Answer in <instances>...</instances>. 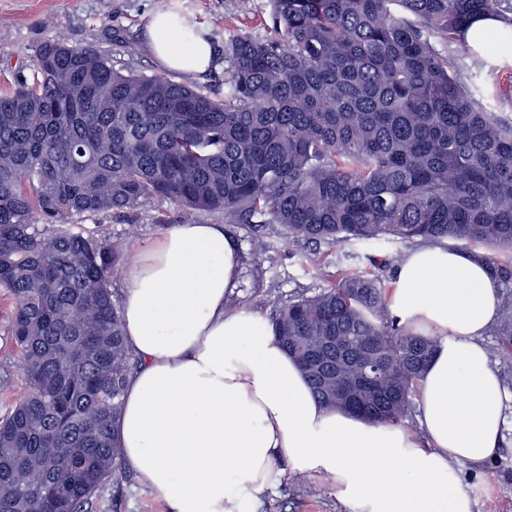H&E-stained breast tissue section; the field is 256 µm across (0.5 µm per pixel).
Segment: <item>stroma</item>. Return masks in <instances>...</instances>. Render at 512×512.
Wrapping results in <instances>:
<instances>
[{"label":"stroma","instance_id":"obj_1","mask_svg":"<svg viewBox=\"0 0 512 512\" xmlns=\"http://www.w3.org/2000/svg\"><path fill=\"white\" fill-rule=\"evenodd\" d=\"M174 6L223 51L224 41L238 33L258 34L268 17V0H252L241 12L238 0H173ZM155 0H0V88L11 84L13 72L30 65L37 47L47 39L72 45H93L109 55L112 65L139 75L161 73L147 50L146 25L155 14ZM131 41L136 56L123 54L121 42ZM207 224H220L242 255L237 286L228 298L232 308L252 307L272 312L299 295L312 294L344 272L375 270L393 282L396 265L407 243L392 240L365 246L293 244L269 225L271 249L267 260L253 264L252 235L242 224H228L223 214H205ZM177 206L155 202L145 206L135 223L112 215L98 221L100 234L121 239L126 249L158 239L161 229L180 223ZM12 301L0 292V415L23 394L25 380L7 330ZM504 441L496 457L478 467H466L465 479L479 502V512H512V407L505 411ZM262 512H348L334 489L310 477L288 479L277 493L262 496ZM92 512H168L167 506L138 484L134 474L117 467L96 499Z\"/></svg>","mask_w":512,"mask_h":512}]
</instances>
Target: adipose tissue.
<instances>
[{"mask_svg": "<svg viewBox=\"0 0 512 512\" xmlns=\"http://www.w3.org/2000/svg\"><path fill=\"white\" fill-rule=\"evenodd\" d=\"M157 62L206 71L211 43L182 19L147 26ZM240 255L220 224H176L134 248L123 272L126 381L121 460L169 512H260L289 475L319 478L351 512H477L463 477L499 450L512 399L484 345L499 284L486 264L425 244L397 264L386 315L435 340L418 430L326 408L271 319L227 311Z\"/></svg>", "mask_w": 512, "mask_h": 512, "instance_id": "adipose-tissue-1", "label": "adipose tissue"}]
</instances>
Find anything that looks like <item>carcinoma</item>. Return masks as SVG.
I'll return each mask as SVG.
<instances>
[{"mask_svg": "<svg viewBox=\"0 0 512 512\" xmlns=\"http://www.w3.org/2000/svg\"><path fill=\"white\" fill-rule=\"evenodd\" d=\"M270 4L266 33L224 41L222 98L59 39L0 90V290L28 385L0 417V512H92L121 464L123 242L85 221L167 200L247 225L256 259L269 224L296 244L447 239L512 281V0ZM481 17L501 28L470 42ZM388 292L351 273L272 320L316 398L397 425L435 342L383 316ZM490 333L511 358L512 292Z\"/></svg>", "mask_w": 512, "mask_h": 512, "instance_id": "obj_1", "label": "carcinoma"}]
</instances>
